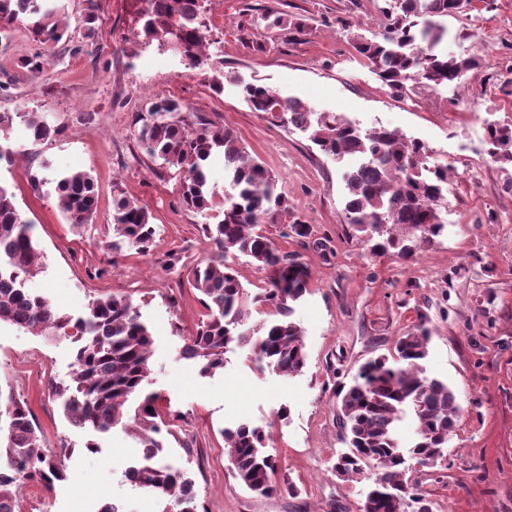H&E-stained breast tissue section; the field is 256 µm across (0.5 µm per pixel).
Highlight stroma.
Listing matches in <instances>:
<instances>
[{"mask_svg": "<svg viewBox=\"0 0 512 512\" xmlns=\"http://www.w3.org/2000/svg\"><path fill=\"white\" fill-rule=\"evenodd\" d=\"M380 4L209 0L214 42L206 64L194 70L158 45L139 43L133 0H96L90 29L79 23L86 0H62L72 50L40 51L22 28L0 50L8 108L37 109L63 128L36 145L14 141L12 161L0 163V185L33 222L44 255L28 286L74 318L96 297H122L137 308L155 340L150 388L174 420L166 453L194 479L205 512H328L333 498L358 512L370 477L348 481L332 470L345 448L334 385L350 382L366 360L391 355L396 337L422 322L431 331L425 372L455 390L461 417L444 467L433 476L416 467L411 476L428 492L433 512H512V190L487 153L485 131L491 123L512 126V95L495 81L512 73V0H480L472 11L445 18L449 50L482 58L459 89H413L401 98L351 45L352 34L376 30ZM270 10L299 19L303 31L266 29ZM37 52L43 70L35 75L20 61ZM218 69L225 74L219 94L209 84ZM241 80L423 142L449 166L445 235L408 260L371 252L345 218L343 162L323 154L308 134L251 111L239 95ZM152 97L176 98L189 113L234 130L276 176L292 212L310 225L309 237L288 239L281 225L262 227L310 271L309 291L295 306L307 354L301 372L287 376L258 366L247 346L228 351L223 368L209 377L180 357L206 310L187 279L164 266L174 254L191 269L214 249L205 217L182 207L177 178L152 162L133 135L134 117ZM71 171L89 172L99 193L94 221L80 228L65 219L53 184ZM35 174L46 179L38 195L30 185ZM117 189L151 215L156 236L146 254L115 259L102 247ZM75 350L68 340L0 327V389L28 403L46 453L59 457L66 474L50 490L23 483L22 505L34 512H99L115 502L124 512H161L125 481L124 470L139 454L136 441L117 428L86 456L85 434L68 423L51 393L52 383L69 381ZM240 422L264 429L278 477L295 484L297 496L261 497L237 482L223 431Z\"/></svg>", "mask_w": 512, "mask_h": 512, "instance_id": "stroma-1", "label": "stroma"}]
</instances>
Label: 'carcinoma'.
<instances>
[{
	"label": "carcinoma",
	"mask_w": 512,
	"mask_h": 512,
	"mask_svg": "<svg viewBox=\"0 0 512 512\" xmlns=\"http://www.w3.org/2000/svg\"><path fill=\"white\" fill-rule=\"evenodd\" d=\"M134 2L145 43L156 42L192 61L209 41L207 0ZM383 2L378 30L370 37L351 38L353 49L382 85L400 96L410 82L440 91L480 67V56L456 55L444 45L447 29L439 18L464 13V0ZM18 22L46 48L66 39L70 27L55 0H0V48L8 47ZM238 87L252 111L310 134L326 155L350 159L343 173L345 215L371 251L409 259L416 253L414 241L431 244L444 234L448 166L431 160L424 143L384 125L363 129L336 114L317 112L299 99H282L264 84L241 82ZM133 131L148 157L178 177L183 207L203 215L219 208V221L206 227L216 257L195 266L190 280L201 294L207 319L186 337L181 356L196 361L200 374L207 376L224 367L227 350L248 345L259 363L288 375L300 372L306 353L294 303L308 292L310 273L256 227L289 216L285 237L307 238L311 230L290 211L288 200L277 191L276 177L249 154L233 130L202 115L189 121L184 105L173 98L147 100L135 115ZM62 132L63 126L43 112L0 110V138L6 142L14 133L37 144ZM487 143L491 160L507 169L512 164V129L488 127ZM217 154L223 157L229 185L221 192L211 183L208 168ZM55 191L70 223L93 220L98 193L89 173L60 177ZM111 229L106 248L114 259L130 250L147 253L156 234L146 207L120 194L113 197ZM33 231L34 224L18 210L15 195L0 185V324L79 343L70 383L52 387L69 422L98 434L117 426L130 431L139 440L142 456L125 477L164 504L162 512H199L194 480L165 457L162 432L170 431V425L160 410L159 396L146 390L153 355L151 331L127 299L97 298L85 316L74 321L26 288L43 267ZM237 253L269 271L266 287L251 300L224 262ZM251 302L272 309L275 319L249 326ZM429 341V330L419 324L396 339L392 358L364 362L352 381L336 391L347 448L336 458L333 471L350 479L362 475L368 465L377 468L364 496L366 512H432L420 509L431 501L418 482L406 478L409 462L429 470L441 465L460 405L448 383L424 376ZM134 400L137 406L129 419L126 408ZM407 419L416 425L415 439L404 444L399 425ZM224 441L234 477L250 492L269 496L283 490L297 495L291 483L270 482L277 466L262 428L241 423L224 431ZM63 478L62 465L43 450L27 402L0 390V512H20V482L38 481L50 489Z\"/></svg>",
	"instance_id": "1"
}]
</instances>
